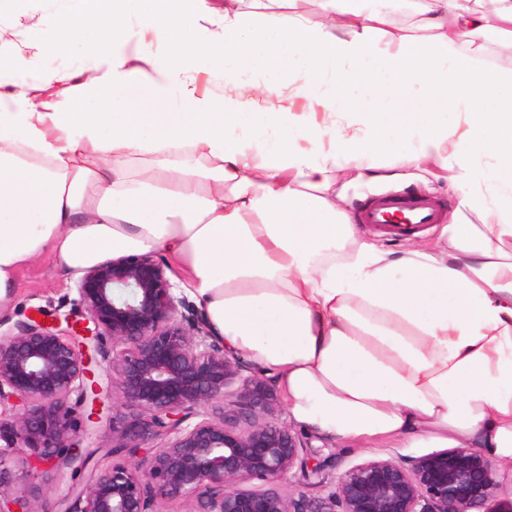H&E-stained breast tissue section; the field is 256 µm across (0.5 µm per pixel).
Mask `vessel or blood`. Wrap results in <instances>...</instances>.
<instances>
[{"label":"vessel or blood","instance_id":"vessel-or-blood-1","mask_svg":"<svg viewBox=\"0 0 512 512\" xmlns=\"http://www.w3.org/2000/svg\"><path fill=\"white\" fill-rule=\"evenodd\" d=\"M441 208L434 199L421 196L407 199L397 194L378 195L359 209L357 221L373 224L389 236H406L439 223Z\"/></svg>","mask_w":512,"mask_h":512}]
</instances>
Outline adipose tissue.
Returning a JSON list of instances; mask_svg holds the SVG:
<instances>
[{"label": "adipose tissue", "instance_id": "obj_1", "mask_svg": "<svg viewBox=\"0 0 512 512\" xmlns=\"http://www.w3.org/2000/svg\"><path fill=\"white\" fill-rule=\"evenodd\" d=\"M68 2L16 42L0 19V78L76 38L87 64L0 90V300L44 255L77 278L162 251L296 425L512 463V0H418L409 30L373 0H321L320 21L302 0ZM282 87L356 132L304 151L326 134L307 112L255 109ZM388 155L453 170L481 223L399 256L364 240L333 173Z\"/></svg>", "mask_w": 512, "mask_h": 512}]
</instances>
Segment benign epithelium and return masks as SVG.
<instances>
[{"label": "benign epithelium", "mask_w": 512, "mask_h": 512, "mask_svg": "<svg viewBox=\"0 0 512 512\" xmlns=\"http://www.w3.org/2000/svg\"><path fill=\"white\" fill-rule=\"evenodd\" d=\"M154 254L108 259L76 281L81 318L29 317L0 333V512H39L5 494L18 463L60 472L87 467L78 409L115 393L122 460L94 477L62 512H500L496 463L477 448L390 454L339 473L309 465L311 447L286 422L276 385L224 349ZM107 362L112 389L93 366ZM234 397L231 407L226 397ZM159 440L140 454L146 442ZM27 452L22 461L9 449ZM318 490L311 496L302 485Z\"/></svg>", "instance_id": "7a95c632"}]
</instances>
